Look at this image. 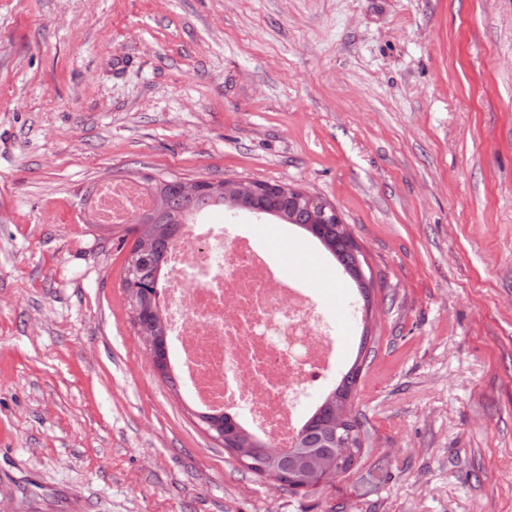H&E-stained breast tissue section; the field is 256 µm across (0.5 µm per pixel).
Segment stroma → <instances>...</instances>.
Wrapping results in <instances>:
<instances>
[{
    "mask_svg": "<svg viewBox=\"0 0 512 512\" xmlns=\"http://www.w3.org/2000/svg\"><path fill=\"white\" fill-rule=\"evenodd\" d=\"M261 180L337 208L357 294L248 214L361 360L368 447L260 478L149 364L112 179ZM0 512H512V0H0Z\"/></svg>",
    "mask_w": 512,
    "mask_h": 512,
    "instance_id": "stroma-1",
    "label": "stroma"
}]
</instances>
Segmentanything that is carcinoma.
I'll return each mask as SVG.
<instances>
[{
    "instance_id": "1",
    "label": "carcinoma",
    "mask_w": 512,
    "mask_h": 512,
    "mask_svg": "<svg viewBox=\"0 0 512 512\" xmlns=\"http://www.w3.org/2000/svg\"><path fill=\"white\" fill-rule=\"evenodd\" d=\"M145 191L154 199V207L144 214L141 230L149 242L148 251L132 249V261L125 264L122 286L129 295L134 324L142 336L153 340L159 357V372L173 380V367L165 332L162 307L154 296V287L162 286L161 271L165 253L176 238L179 226L193 224L211 210H230L248 205L258 216H271L284 224L296 225L308 232L329 253L335 263L357 286L364 303H369V288L364 282L361 253L351 234L341 224H321L316 212L298 204L284 193H263L238 197L224 188L205 182L194 195L184 193L179 180L150 181ZM362 366L354 364L341 373L331 389L307 414L293 441L276 448L246 430L236 416L226 412L198 411V419L212 436H223L224 449L248 463V470L274 479L282 487L304 492L319 489L316 469L333 467L349 473L360 460L366 432L364 422L353 415L351 422L337 425L340 415L353 407Z\"/></svg>"
}]
</instances>
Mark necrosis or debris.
<instances>
[{
    "mask_svg": "<svg viewBox=\"0 0 512 512\" xmlns=\"http://www.w3.org/2000/svg\"><path fill=\"white\" fill-rule=\"evenodd\" d=\"M133 180L99 185L95 218L125 224L151 210ZM161 305L171 357L195 404L242 410L262 439L288 447L303 421L300 398L331 371L336 349L308 289L281 275L251 233L182 225L168 249Z\"/></svg>",
    "mask_w": 512,
    "mask_h": 512,
    "instance_id": "necrosis-or-debris-1",
    "label": "necrosis or debris"
}]
</instances>
